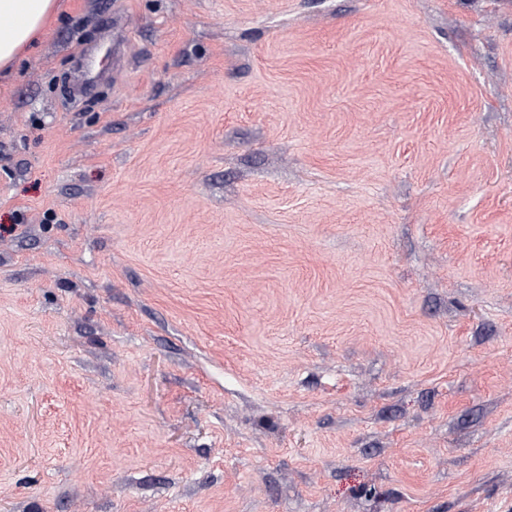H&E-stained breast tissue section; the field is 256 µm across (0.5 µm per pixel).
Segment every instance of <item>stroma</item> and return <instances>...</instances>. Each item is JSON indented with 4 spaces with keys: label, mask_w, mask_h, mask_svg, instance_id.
<instances>
[{
    "label": "stroma",
    "mask_w": 512,
    "mask_h": 512,
    "mask_svg": "<svg viewBox=\"0 0 512 512\" xmlns=\"http://www.w3.org/2000/svg\"><path fill=\"white\" fill-rule=\"evenodd\" d=\"M58 3L0 512H512V0Z\"/></svg>",
    "instance_id": "1"
}]
</instances>
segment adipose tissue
Here are the masks:
<instances>
[{"label":"adipose tissue","instance_id":"ef3b65f1","mask_svg":"<svg viewBox=\"0 0 512 512\" xmlns=\"http://www.w3.org/2000/svg\"><path fill=\"white\" fill-rule=\"evenodd\" d=\"M57 11L56 0H0V68L12 65Z\"/></svg>","mask_w":512,"mask_h":512}]
</instances>
